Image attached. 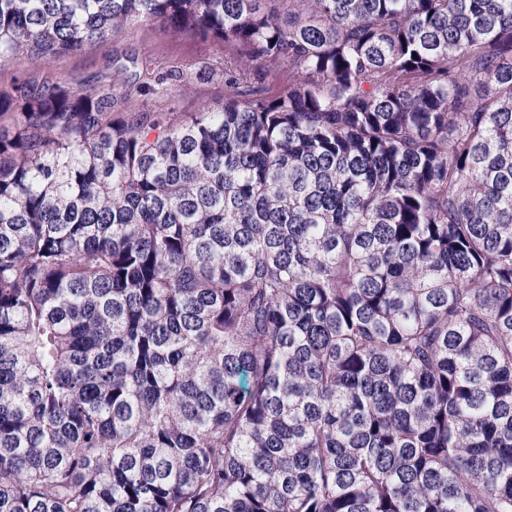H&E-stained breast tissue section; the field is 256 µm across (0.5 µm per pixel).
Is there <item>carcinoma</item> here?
I'll use <instances>...</instances> for the list:
<instances>
[{
    "mask_svg": "<svg viewBox=\"0 0 512 512\" xmlns=\"http://www.w3.org/2000/svg\"><path fill=\"white\" fill-rule=\"evenodd\" d=\"M143 25L223 100L0 82V512H512V0H0V63ZM224 98V79L220 74H200V78L178 88L172 106L183 119L192 117L206 101Z\"/></svg>",
    "mask_w": 512,
    "mask_h": 512,
    "instance_id": "obj_1",
    "label": "carcinoma"
}]
</instances>
